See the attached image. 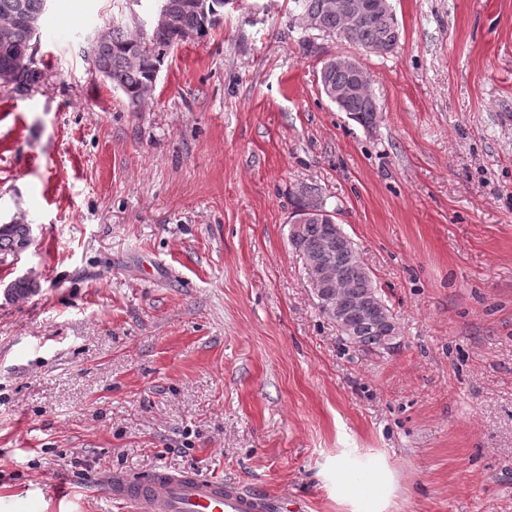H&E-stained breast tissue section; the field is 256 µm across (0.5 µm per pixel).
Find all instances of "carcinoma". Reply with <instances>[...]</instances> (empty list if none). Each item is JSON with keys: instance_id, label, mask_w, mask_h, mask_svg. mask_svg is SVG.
Listing matches in <instances>:
<instances>
[{"instance_id": "cac0c4a2", "label": "carcinoma", "mask_w": 512, "mask_h": 512, "mask_svg": "<svg viewBox=\"0 0 512 512\" xmlns=\"http://www.w3.org/2000/svg\"><path fill=\"white\" fill-rule=\"evenodd\" d=\"M168 5L169 25L161 30H136L135 19H126L124 14L112 17V25L106 34L91 43L87 57L98 74H105L113 88L121 91L132 104H137L155 84V74L161 70L170 51L187 35H206L214 24H205L202 14L186 9L182 0H155ZM329 0H294L300 14L314 16L320 22V33L328 36L342 35V40L361 47L365 52L382 49L385 54L395 51L399 41L392 30L399 24L390 0H383L384 9L370 13L360 24L352 25L342 13L328 7ZM45 13L44 0H0V32L8 33V39H0V69L18 70L15 92H26L38 82L41 71L37 58L31 56L36 34L18 23L22 16L37 20ZM355 80L354 69L337 66L329 61L320 69L322 92L340 108L358 117V123L371 128L375 125L379 108L373 106L376 98L370 89V81L361 84L355 93L336 100V90L350 87ZM28 225L12 224L0 229V262L18 254L27 244ZM336 237V224L310 221L305 224L303 235L292 240L293 246L302 252L305 261L325 266L329 255L320 249L326 238ZM339 291L357 300L369 299L378 321H369L358 315L353 319L352 333L346 338L354 346L385 354L384 343L390 334L399 328L392 309L382 297L360 252H355L351 266L347 269Z\"/></svg>"}]
</instances>
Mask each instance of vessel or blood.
I'll return each instance as SVG.
<instances>
[{"label": "vessel or blood", "mask_w": 512, "mask_h": 512, "mask_svg": "<svg viewBox=\"0 0 512 512\" xmlns=\"http://www.w3.org/2000/svg\"><path fill=\"white\" fill-rule=\"evenodd\" d=\"M101 489L129 512H288L286 498L250 493L237 483L192 469L157 468L140 476L116 473L102 480Z\"/></svg>", "instance_id": "obj_1"}]
</instances>
